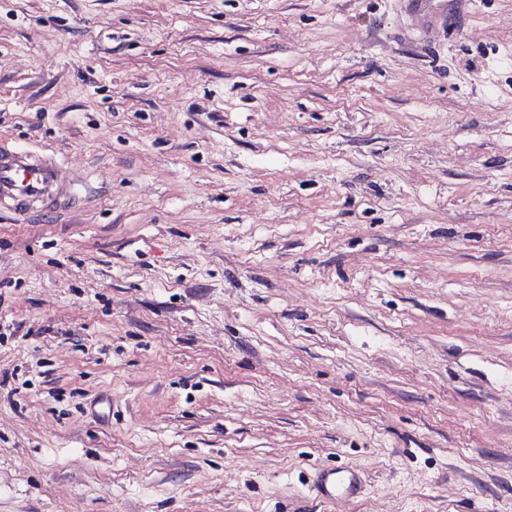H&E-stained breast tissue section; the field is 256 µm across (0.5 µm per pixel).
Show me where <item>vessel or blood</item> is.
<instances>
[{
	"label": "vessel or blood",
	"mask_w": 512,
	"mask_h": 512,
	"mask_svg": "<svg viewBox=\"0 0 512 512\" xmlns=\"http://www.w3.org/2000/svg\"><path fill=\"white\" fill-rule=\"evenodd\" d=\"M410 14L427 25L446 22L447 0H405ZM76 186L61 164L34 151L0 143V208L24 214L73 190ZM314 484L319 498L336 502L356 497L360 492L356 467L324 468L318 471Z\"/></svg>",
	"instance_id": "1"
}]
</instances>
